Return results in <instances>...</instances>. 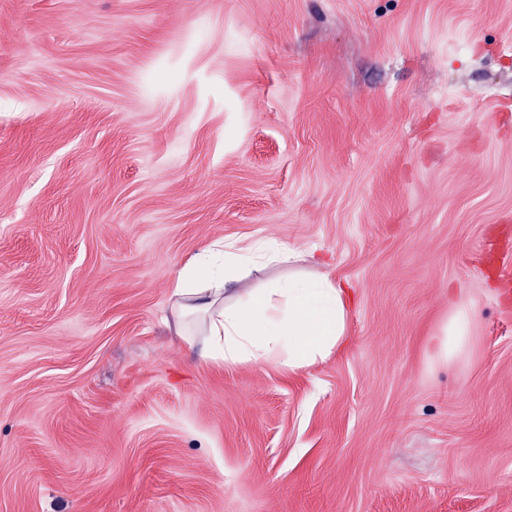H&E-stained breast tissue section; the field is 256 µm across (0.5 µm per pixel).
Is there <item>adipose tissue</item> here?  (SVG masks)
<instances>
[{
    "label": "adipose tissue",
    "instance_id": "obj_1",
    "mask_svg": "<svg viewBox=\"0 0 512 512\" xmlns=\"http://www.w3.org/2000/svg\"><path fill=\"white\" fill-rule=\"evenodd\" d=\"M301 257L297 248L274 239H226L207 247L177 273L172 305L177 334L186 335L188 319H195L205 336L200 358L228 366L266 361L293 372L325 360L348 339L344 288L320 273L239 286L252 271L291 265ZM475 322L468 304L458 303L433 340L435 357L462 358Z\"/></svg>",
    "mask_w": 512,
    "mask_h": 512
}]
</instances>
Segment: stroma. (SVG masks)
Instances as JSON below:
<instances>
[{"label":"stroma","instance_id":"1","mask_svg":"<svg viewBox=\"0 0 512 512\" xmlns=\"http://www.w3.org/2000/svg\"><path fill=\"white\" fill-rule=\"evenodd\" d=\"M261 237L350 296L295 374L175 330ZM503 265L512 0H0V512H512ZM475 322V315L468 304L458 303L433 340L435 357L445 362L462 358L472 343Z\"/></svg>","mask_w":512,"mask_h":512}]
</instances>
